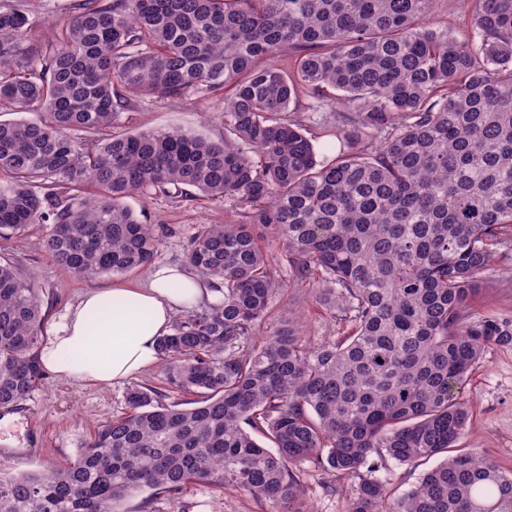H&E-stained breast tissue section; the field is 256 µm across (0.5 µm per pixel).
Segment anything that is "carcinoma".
<instances>
[{"label":"carcinoma","instance_id":"1","mask_svg":"<svg viewBox=\"0 0 512 512\" xmlns=\"http://www.w3.org/2000/svg\"><path fill=\"white\" fill-rule=\"evenodd\" d=\"M430 2L79 0L51 44L25 0L0 10V106L39 113L0 122V237L47 224L65 275H118L162 244L126 198L173 189L251 208L185 252L223 294L159 342L169 383L194 399L130 388L70 465L0 472V512H128L191 483L299 512L302 461L351 481L349 512H512V474L477 450L448 454L469 371L512 345V318L465 311L512 247V0H460L466 40L426 22ZM301 89L336 92L310 112L351 106L322 122L343 143L332 158L287 116ZM190 94L223 96L224 140L114 131L136 98ZM307 281L344 335L313 346L288 322L257 341L276 295ZM45 319L0 262V409L44 379ZM432 457L388 504L374 473Z\"/></svg>","mask_w":512,"mask_h":512}]
</instances>
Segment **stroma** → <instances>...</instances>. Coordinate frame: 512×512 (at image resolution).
Masks as SVG:
<instances>
[{
  "instance_id": "1",
  "label": "stroma",
  "mask_w": 512,
  "mask_h": 512,
  "mask_svg": "<svg viewBox=\"0 0 512 512\" xmlns=\"http://www.w3.org/2000/svg\"><path fill=\"white\" fill-rule=\"evenodd\" d=\"M78 0H32L29 10L42 41L52 40L58 25L71 17ZM118 127L124 131L172 130L200 134L220 141L224 138V107L218 99L189 95L180 99L134 101L122 114ZM134 212L144 213L149 223L163 233V244L156 263L180 264L190 238L205 224H220L238 219L229 206L205 197L182 198L154 192L148 197L127 199ZM46 230L32 226L23 240L0 239V261L15 263L24 276L40 290L46 314L45 336H53L62 324L68 308L88 289L115 283V276H66L54 264L44 248ZM492 284L472 300L473 313L512 318V253L497 258L490 273ZM290 321L313 345L334 341L341 326L316 302L315 289L309 285L289 288L274 298L268 318L260 328L268 336L281 323ZM141 386L157 391L162 402L183 401V393L172 389L163 364H156L130 380L96 386L63 380L46 373L18 409H0V465L7 473L20 475L60 468L72 463L82 445L96 427L121 414L129 388ZM470 406L472 420L467 433L456 447L462 453L477 449L493 459L503 472H512V347L492 346L460 392ZM434 460L410 465L389 463L380 471L389 501L407 494L420 477L433 468ZM301 484L298 500L307 512H347L352 489L340 475L318 471L302 462L297 466ZM334 482L340 491L335 496L322 492L326 482ZM132 512H270L251 495L206 484L189 485L177 500L159 497L149 501L134 498L128 503Z\"/></svg>"
}]
</instances>
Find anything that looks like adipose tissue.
Instances as JSON below:
<instances>
[{
    "mask_svg": "<svg viewBox=\"0 0 512 512\" xmlns=\"http://www.w3.org/2000/svg\"><path fill=\"white\" fill-rule=\"evenodd\" d=\"M214 298L209 283L178 266L158 267L142 284L89 291L42 345L41 364L65 380H127L159 361L158 340L178 314Z\"/></svg>",
    "mask_w": 512,
    "mask_h": 512,
    "instance_id": "adipose-tissue-1",
    "label": "adipose tissue"
}]
</instances>
